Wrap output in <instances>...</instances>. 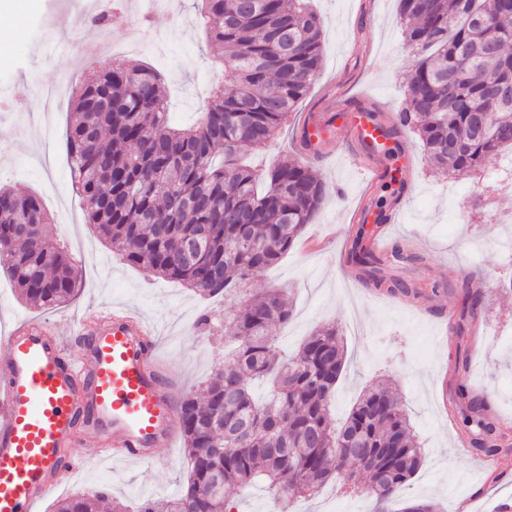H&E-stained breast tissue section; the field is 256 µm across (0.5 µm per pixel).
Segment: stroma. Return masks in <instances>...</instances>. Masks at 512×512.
I'll use <instances>...</instances> for the list:
<instances>
[{
    "instance_id": "obj_1",
    "label": "stroma",
    "mask_w": 512,
    "mask_h": 512,
    "mask_svg": "<svg viewBox=\"0 0 512 512\" xmlns=\"http://www.w3.org/2000/svg\"><path fill=\"white\" fill-rule=\"evenodd\" d=\"M0 14V186L38 194L51 222L48 233L64 243L80 272V290L69 302L34 309L17 297L0 271V333L21 318L58 319L79 314L94 319L100 306L121 304L153 321L161 355L182 374L181 394L200 391L224 357V302L195 295L120 259L104 263L111 250L86 222L65 151L71 99L46 103L52 88L79 86L91 69L113 58L139 61L164 75L165 103L174 124L197 122L211 92L228 86L223 63L209 46L196 0H124L129 27L102 30L90 17L113 0H19ZM322 20V61L307 95L281 129L275 148L253 154L264 169L277 158L309 165L325 180L328 196L295 247L275 266L255 274L235 304L268 288L282 289L293 317L271 329L279 346L295 351L317 328L339 327L347 346L346 368L336 385L334 419H342L362 390L383 378L394 381L410 424L424 448L417 474L400 501L436 503L440 512H493L512 499V456L492 463L465 451L470 436L447 412L455 390L466 386L488 396L492 412L512 431V274L506 248L512 232V186L484 193L479 176L432 174L413 134L399 137L411 161V180L365 187L366 169L343 127L304 147L305 116L341 106L382 118L404 102L413 55L396 18L398 0H310ZM383 198L390 218L383 226L382 258L402 244L418 254L394 264L391 274L420 287L406 306L366 288L346 263L351 219L364 198ZM484 286L479 315L464 307L466 274ZM451 312L445 324L443 312ZM211 324H204L205 316ZM72 454L83 468L42 499L37 512H55L75 492L107 490L135 507L178 493L188 473L183 447H162L156 460L134 466L103 462L95 439L79 434ZM365 497L329 486L313 497H294L289 512H370Z\"/></svg>"
}]
</instances>
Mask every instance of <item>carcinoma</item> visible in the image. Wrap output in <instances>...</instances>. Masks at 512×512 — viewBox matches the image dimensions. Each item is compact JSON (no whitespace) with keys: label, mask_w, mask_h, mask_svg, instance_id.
Returning a JSON list of instances; mask_svg holds the SVG:
<instances>
[{"label":"carcinoma","mask_w":512,"mask_h":512,"mask_svg":"<svg viewBox=\"0 0 512 512\" xmlns=\"http://www.w3.org/2000/svg\"><path fill=\"white\" fill-rule=\"evenodd\" d=\"M209 43L224 58L233 88L213 92L198 124L170 125L161 75L141 64L112 63L91 74L74 100L66 148L78 177L88 223L128 264L183 284L202 297L232 290L276 264L293 248L326 200L309 166L283 159L264 172L243 163L276 140L288 114L307 95L321 62V23L308 0H197ZM398 22L415 61L404 105L387 134L418 138L439 170L478 171L512 147V6L503 0H399ZM478 112L497 114V132L478 134ZM50 217L35 194L0 187V268L18 295L37 308L76 296L79 280L66 251L49 238ZM250 225L255 251L236 252L238 225ZM348 263L386 293L411 296L416 286L389 278L382 260L353 237ZM472 313L483 302L474 278L464 281ZM292 308L271 288L224 315L237 346L205 381V396L179 401L191 467L182 490L136 512H227L216 486L261 482L278 501L316 494L338 478L368 498L373 512H438L413 501L396 510L395 495L418 472L423 448L406 410L384 384L367 386L346 420L330 418L346 345L336 326L312 332L283 358L269 335ZM272 378L259 406L251 383ZM457 418L473 449L512 456L489 405L463 386ZM108 493H76L58 512H101Z\"/></svg>","instance_id":"carcinoma-1"}]
</instances>
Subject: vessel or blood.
Returning a JSON list of instances; mask_svg holds the SVG:
<instances>
[{
  "mask_svg": "<svg viewBox=\"0 0 512 512\" xmlns=\"http://www.w3.org/2000/svg\"><path fill=\"white\" fill-rule=\"evenodd\" d=\"M346 130L373 183L394 180L382 146L387 126L366 111L347 112ZM66 336L87 339L70 357ZM154 325L121 306H102L96 323L24 319L0 340V512H34L35 504L81 469L66 459L79 424L104 455L139 463L180 433L175 383L156 354Z\"/></svg>",
  "mask_w": 512,
  "mask_h": 512,
  "instance_id": "vessel-or-blood-1",
  "label": "vessel or blood"
}]
</instances>
